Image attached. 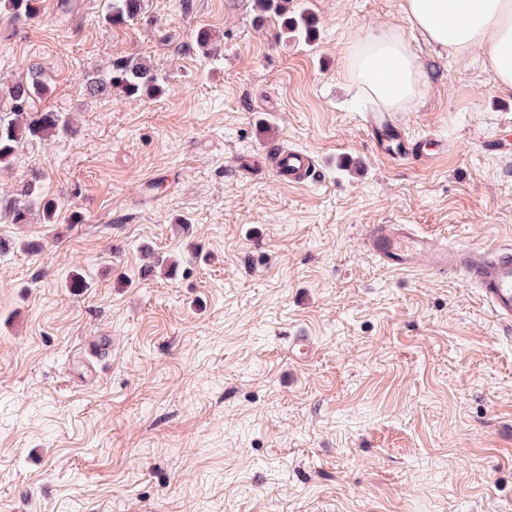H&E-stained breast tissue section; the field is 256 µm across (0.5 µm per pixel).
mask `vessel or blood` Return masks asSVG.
<instances>
[{"mask_svg": "<svg viewBox=\"0 0 512 512\" xmlns=\"http://www.w3.org/2000/svg\"><path fill=\"white\" fill-rule=\"evenodd\" d=\"M366 127L380 157L409 159L419 164L433 163L438 157L436 151L429 149L427 139L407 137L396 124L393 113H368ZM262 154L282 184L302 185L316 173L315 158L306 151L272 140L266 143ZM363 243L369 255L391 270L410 272L425 261L435 273L461 276L479 289L496 317L512 321L511 243L451 249L434 235L410 224L369 225Z\"/></svg>", "mask_w": 512, "mask_h": 512, "instance_id": "1", "label": "vessel or blood"}]
</instances>
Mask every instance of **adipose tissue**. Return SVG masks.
Listing matches in <instances>:
<instances>
[{
  "label": "adipose tissue",
  "mask_w": 512,
  "mask_h": 512,
  "mask_svg": "<svg viewBox=\"0 0 512 512\" xmlns=\"http://www.w3.org/2000/svg\"><path fill=\"white\" fill-rule=\"evenodd\" d=\"M413 29L441 53L478 51L500 91L512 92V0H404ZM344 70L385 112H406L428 77L400 28L386 26L353 41Z\"/></svg>",
  "instance_id": "adipose-tissue-1"
}]
</instances>
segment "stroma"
Segmentation results:
<instances>
[{"label": "stroma", "mask_w": 512, "mask_h": 512, "mask_svg": "<svg viewBox=\"0 0 512 512\" xmlns=\"http://www.w3.org/2000/svg\"><path fill=\"white\" fill-rule=\"evenodd\" d=\"M39 2L31 22L0 8V97L39 66L36 109L71 127L0 169L1 206L36 176L62 203L0 224V512H512V323L362 244L371 224L512 242V160L487 148L512 138V94L478 52L437 54L403 0H291L305 40L255 0H146L123 25L107 0ZM384 24L429 76L397 116L446 141L428 166L376 155L345 78L348 44ZM130 57L162 95H89ZM270 136L317 180L243 171ZM145 246L178 274L143 275Z\"/></svg>", "instance_id": "1"}]
</instances>
